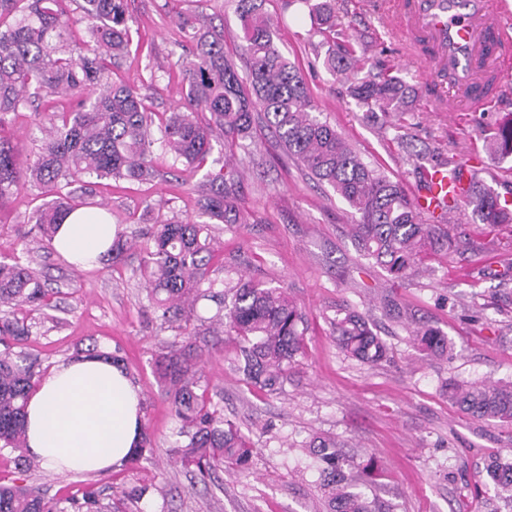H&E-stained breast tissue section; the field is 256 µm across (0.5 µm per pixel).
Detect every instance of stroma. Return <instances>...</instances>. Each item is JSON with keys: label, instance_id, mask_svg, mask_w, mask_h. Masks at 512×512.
Listing matches in <instances>:
<instances>
[{"label": "stroma", "instance_id": "35a3bbf8", "mask_svg": "<svg viewBox=\"0 0 512 512\" xmlns=\"http://www.w3.org/2000/svg\"><path fill=\"white\" fill-rule=\"evenodd\" d=\"M265 9L274 40L302 73L320 119L408 198L416 197L425 169L451 159L512 200V157L500 161L485 149L500 121L512 114V99L484 112L432 110L421 92L420 48L404 55L370 0H349L345 38L366 45L365 70L397 75L414 90L410 111L364 112L348 79L323 66L325 49L304 0H266ZM128 15L130 51L113 65L112 79L145 94L149 111L162 116L184 101L180 69L191 46L177 27L182 19L221 37L225 56L237 69L245 67L232 0H128ZM71 104L60 96L20 110L10 115L7 134L22 153H31L48 115ZM225 159L240 172V221L212 225L219 250L209 276L219 290L241 276L283 287L304 312L307 327L303 354L289 366L282 393L271 395L245 384L236 343L213 334L214 302L200 301L187 326L203 355L213 402L253 447L249 472L223 475L222 486L206 487L170 463L176 423L153 363L177 335L162 324L139 283L142 246L112 261L72 266L32 239L24 215L41 204L42 194L25 184L0 207V253L31 249L34 268L59 291V322L36 324L29 352L46 370L93 343L118 352L158 446L151 461L104 474L60 476L43 466L27 474L28 484L58 498L86 485L117 494L143 486L139 512H314L319 472L304 447L313 436L332 435L355 464L375 461L368 493L391 512H512V504L486 494L483 470L485 459L512 449V426L470 417L445 393L451 380H512V223H479L461 205L438 220L455 248L428 260L427 271L391 280L359 256L348 205L288 156L259 118L247 138L215 145L203 169L157 147L151 155L154 181L104 180L95 191L107 200L113 223L127 232L193 218L205 173L218 171ZM343 307L368 319L388 347L385 360L364 364L337 347L331 321ZM421 325L447 336L446 355L427 356L409 344V329Z\"/></svg>", "mask_w": 512, "mask_h": 512}]
</instances>
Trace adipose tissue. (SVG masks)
Instances as JSON below:
<instances>
[{
  "label": "adipose tissue",
  "instance_id": "adipose-tissue-1",
  "mask_svg": "<svg viewBox=\"0 0 512 512\" xmlns=\"http://www.w3.org/2000/svg\"><path fill=\"white\" fill-rule=\"evenodd\" d=\"M117 232L110 217L81 208L62 224L55 249L89 264L106 253ZM27 446L61 475L97 473L125 462L139 441L142 408L136 387L116 365L85 357L58 363L30 393Z\"/></svg>",
  "mask_w": 512,
  "mask_h": 512
}]
</instances>
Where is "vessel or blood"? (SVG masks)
<instances>
[{"instance_id":"obj_1","label":"vessel or blood","mask_w":512,"mask_h":512,"mask_svg":"<svg viewBox=\"0 0 512 512\" xmlns=\"http://www.w3.org/2000/svg\"><path fill=\"white\" fill-rule=\"evenodd\" d=\"M398 27L428 49L425 82L447 91L435 107L483 111L512 94V12L504 0H403ZM447 198L448 180L438 171L416 203L433 215Z\"/></svg>"}]
</instances>
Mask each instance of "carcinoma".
I'll return each instance as SVG.
<instances>
[{"instance_id": "cac0c4a2", "label": "carcinoma", "mask_w": 512, "mask_h": 512, "mask_svg": "<svg viewBox=\"0 0 512 512\" xmlns=\"http://www.w3.org/2000/svg\"><path fill=\"white\" fill-rule=\"evenodd\" d=\"M303 2L327 46L325 67L341 75L352 70L362 57L355 45L336 43L341 27L336 0ZM237 11L249 84L224 57L223 44L184 19L180 32L196 43L183 60L185 110L157 120L140 91L106 76L130 46L127 0H0V128L9 113L46 97L68 94L73 99L69 111L54 114L33 160L0 135V204L14 196L20 181L36 184L48 200L28 213L27 223L34 225L42 248L50 249L63 219L88 205L92 180H152L150 155L156 145L199 168L220 139L246 137L259 110L277 143L358 215L351 225L357 250L388 276L406 278L419 271L424 258L450 250L451 237L423 222L398 183L369 168L334 127L314 115L306 83L277 48L258 0H238ZM77 14L91 26L89 39L73 44ZM350 93L367 112L407 111V86L397 76L356 78ZM200 112L209 114L204 123L197 118ZM488 149L498 160L512 156V116L500 124ZM447 167L451 212L457 203L458 164L450 160ZM205 179L201 220H167L147 232L141 284L161 319L179 329L196 301L215 302L218 325L239 347L244 381L274 393L303 352L305 317L280 288L242 279L228 290H214L208 273L215 245L205 231L211 224H236L238 218L232 172H208ZM464 194L480 223H512L508 204L491 188L474 180ZM55 294L36 276L30 258L0 256V452L14 455L20 474L12 484H0V512H126L146 489L114 498L90 486L79 497L56 500L22 479L38 466V459L26 454L25 405L43 376L24 347L33 336L30 314L57 323L48 313ZM333 326L336 344L346 355L367 364L386 358L387 345L358 311L343 310ZM412 336L427 355L448 350V337L435 328L420 326ZM154 372L177 423L169 449L176 462L203 482L219 479L221 472L248 470L253 448L209 396L192 344L169 348ZM448 398L467 415L512 425V381L452 382ZM341 448L330 436H314L306 445L320 474L322 506L315 512H380L360 489V472ZM154 453L153 438L144 428L128 462L136 464ZM486 471L495 496L512 502V457H492Z\"/></svg>"}]
</instances>
